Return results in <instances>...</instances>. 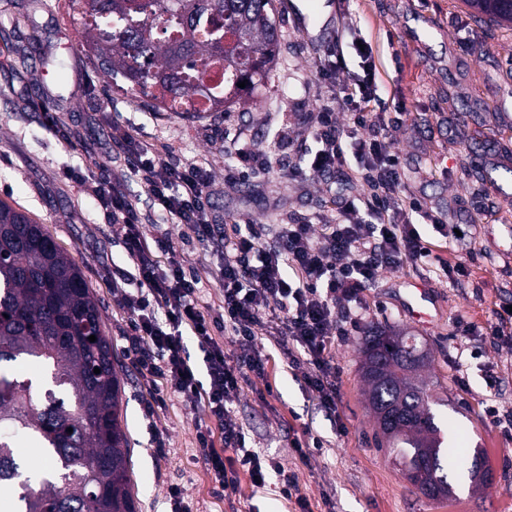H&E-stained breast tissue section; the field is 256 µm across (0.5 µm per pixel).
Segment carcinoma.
<instances>
[{
	"instance_id": "1",
	"label": "carcinoma",
	"mask_w": 512,
	"mask_h": 512,
	"mask_svg": "<svg viewBox=\"0 0 512 512\" xmlns=\"http://www.w3.org/2000/svg\"><path fill=\"white\" fill-rule=\"evenodd\" d=\"M130 2L78 0L80 19L93 67L115 85L127 80L125 91L152 108L200 96L209 111L225 112L242 101L237 83L252 91L265 83L279 41L272 0H139L137 11ZM464 2L480 20L512 24V0ZM216 67L218 96L203 83ZM360 353L377 447L426 497H453L419 338L384 330ZM26 359L43 364L44 395L57 403L37 401L31 383L0 372V493L11 494L15 512H137L121 385L98 305L79 264L26 212L0 201V363ZM18 435L50 459L35 479L22 477Z\"/></svg>"
}]
</instances>
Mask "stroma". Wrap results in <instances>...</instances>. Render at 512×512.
<instances>
[{"instance_id":"stroma-1","label":"stroma","mask_w":512,"mask_h":512,"mask_svg":"<svg viewBox=\"0 0 512 512\" xmlns=\"http://www.w3.org/2000/svg\"><path fill=\"white\" fill-rule=\"evenodd\" d=\"M288 2L273 0L279 43L271 75L254 91L248 111L234 106L189 116L154 111L92 70L75 0H47L34 14L28 0H14L9 15H0V201L43 224L80 265L97 301L121 383L139 512H165L174 484L186 489L193 512H291L275 487L258 491L246 480L233 500H224L196 446L203 408H191L174 392L163 406L151 405V381L127 351V321L112 284L113 266L128 263L120 228L66 173L85 167L91 181L107 184L122 177V190L147 209L143 186L127 176L126 161L112 149L118 125L156 144L171 162L203 164L211 176L210 212L219 224H282L292 214L319 211L335 193L358 195V180L346 173L336 188L318 177L284 178L279 163L288 150L274 135L285 126L293 146H304L302 117L315 113L322 92L315 60L341 21L353 20L375 53L379 98L373 109L391 126L408 190L426 208L448 215V237L428 225L422 234L435 245L469 252L474 261L469 276L455 283L433 268L381 273L363 294L361 329L336 339L337 411L318 405L277 354L266 377L245 387L234 413L256 450L290 466L295 435L307 428L321 438V453L298 470L312 512H512V437L485 413L490 402L512 411V345L471 341L457 332L460 320L484 326L495 310L512 305V123L503 119L512 114V26L459 32L457 20L469 17L461 0H301L296 13ZM235 146L253 150L266 162L265 172L225 183L227 153ZM480 171L492 172L495 184L477 180ZM146 231L167 235L203 286H211L219 254L186 242L168 223ZM412 288L430 295L429 324L408 313ZM378 327L411 332L426 344L444 444L460 452L451 469L458 479L453 498L423 496L375 444L360 347ZM489 368L499 378L493 390L483 380ZM268 384L276 396L265 402L259 391ZM477 447L489 472L484 487L466 480Z\"/></svg>"}]
</instances>
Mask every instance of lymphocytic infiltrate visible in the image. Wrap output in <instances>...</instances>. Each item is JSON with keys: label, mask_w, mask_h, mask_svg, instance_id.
Here are the masks:
<instances>
[{"label": "lymphocytic infiltrate", "mask_w": 512, "mask_h": 512, "mask_svg": "<svg viewBox=\"0 0 512 512\" xmlns=\"http://www.w3.org/2000/svg\"><path fill=\"white\" fill-rule=\"evenodd\" d=\"M358 27L343 24L318 58L315 72L329 90L323 96L310 136L312 148L284 165L289 178L329 179L355 169L364 187L361 198L343 197L336 211L298 213L283 224H236L222 235L210 218L208 171L195 163L174 165L155 145L116 129L112 145L139 176L149 201L141 213L123 192L97 184L92 192L122 225L124 248L133 270L113 267L112 277L135 279L122 296L127 315L125 339L137 370L151 377L150 397L163 404L175 392L189 406H203L196 439L207 471L225 497L241 478L264 487L276 478L279 492L294 512H311L294 472L279 461L247 449L246 433L232 410L250 376H265L269 355L258 335L274 337L291 369L300 371L319 403L335 409L336 365L332 349L338 336L363 320L362 295L381 271L415 264L431 256L418 230L428 221L444 231L442 213L427 210L405 192L404 170L388 124L371 111L377 96L372 49H359ZM358 53L357 69L346 62ZM154 215L180 227L184 236L220 248L216 301H208L192 268L163 239L147 238L144 221ZM199 342L208 380L200 382L189 361L185 336ZM233 353H225L223 336Z\"/></svg>", "instance_id": "f902f5d3"}]
</instances>
